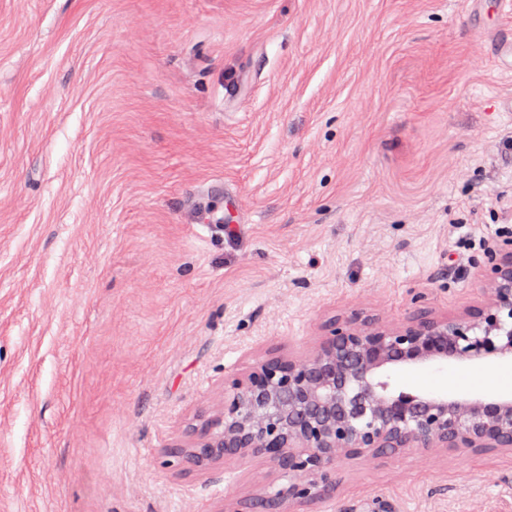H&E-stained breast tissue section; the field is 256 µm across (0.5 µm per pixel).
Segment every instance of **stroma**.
Segmentation results:
<instances>
[{"label": "stroma", "instance_id": "35a3bbf8", "mask_svg": "<svg viewBox=\"0 0 512 512\" xmlns=\"http://www.w3.org/2000/svg\"><path fill=\"white\" fill-rule=\"evenodd\" d=\"M501 24L493 0H0V512H253L286 474L166 454L225 378L353 308L481 302L512 198ZM509 371L382 378L510 398ZM292 510L512 512V452L363 457Z\"/></svg>", "mask_w": 512, "mask_h": 512}]
</instances>
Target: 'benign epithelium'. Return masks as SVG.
Listing matches in <instances>:
<instances>
[{
	"mask_svg": "<svg viewBox=\"0 0 512 512\" xmlns=\"http://www.w3.org/2000/svg\"><path fill=\"white\" fill-rule=\"evenodd\" d=\"M492 290L453 318L420 311L396 327L371 325L352 310L329 324L304 359L270 354L245 378L224 380L222 431L204 428L194 446L170 448L195 467L262 458L291 483L260 500L317 499L336 484V466L409 448L512 451V400L394 394L381 373L399 365L448 359L491 361L512 355V238L486 253Z\"/></svg>",
	"mask_w": 512,
	"mask_h": 512,
	"instance_id": "7a95c632",
	"label": "benign epithelium"
}]
</instances>
